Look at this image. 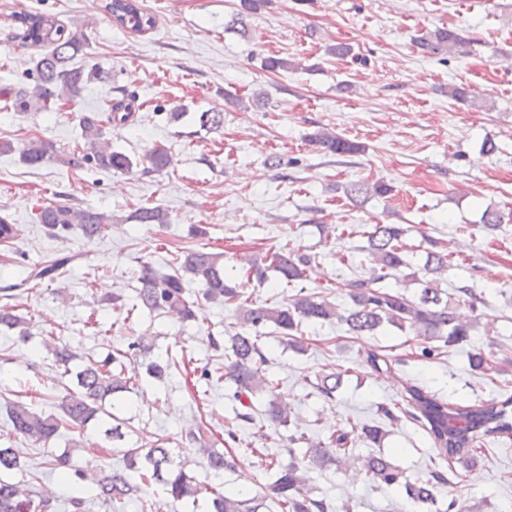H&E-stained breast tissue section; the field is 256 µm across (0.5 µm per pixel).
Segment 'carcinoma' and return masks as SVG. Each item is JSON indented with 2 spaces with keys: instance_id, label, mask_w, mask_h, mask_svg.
<instances>
[{
  "instance_id": "1",
  "label": "carcinoma",
  "mask_w": 512,
  "mask_h": 512,
  "mask_svg": "<svg viewBox=\"0 0 512 512\" xmlns=\"http://www.w3.org/2000/svg\"><path fill=\"white\" fill-rule=\"evenodd\" d=\"M267 0H240L235 21L245 25V19L257 12ZM109 9L120 26L136 33L152 28L154 17L138 0H111ZM21 24L17 34L24 43L40 48L35 64L36 83L31 90L5 91V101L11 103L16 112L51 111V106L61 100L71 101L85 85L97 78L96 69L85 70L71 64L73 58L85 46L86 38L79 29L66 30L57 20L33 12L11 14ZM464 39L457 30L440 28L423 38V46L434 54L448 53L463 44ZM132 115L131 104L125 98H116L108 105V113L83 112L79 115L84 145L69 155H61L54 145L42 139H30L22 147L15 148L9 141H0V152L18 151L23 163L38 167L55 161L72 167L90 165L104 171H127L133 161L126 154L114 151L105 139L106 127L124 126ZM312 142L329 153L354 155L363 151L357 142L329 131H319ZM149 170L160 171L170 164V155L163 148H155L146 155ZM393 187L383 181L372 184L356 182L346 187V194L355 202L377 196L387 197ZM139 224H168L170 215L160 206H143L132 215ZM39 223L53 237L63 239L78 228L89 241L102 237L112 227V216L57 203L44 207L37 215ZM408 228L400 224H373L366 232L367 246L364 251L370 258L368 278L357 279L348 284L349 308L340 314L336 305L320 293L300 289L288 302L280 305L255 304L245 298L241 284L224 270V254L200 247L186 252L176 267H158L151 262H140L137 279L141 284L137 300L141 307L151 312L174 313L184 321L196 317L193 303L185 297V279L198 282L203 296L209 301L239 303V319L245 331L235 334L224 353V371L212 373L202 370L200 378L207 384L225 382L233 388L231 398L241 405L236 418L243 422L255 421L254 403L263 399L261 415L278 426L291 424L288 404L277 393L278 384L266 375L269 359L260 344V337L248 329L274 325L279 343L297 351H305L304 344L296 336L304 324L317 326L335 320L345 323L355 336L372 333L384 325L400 330L408 328L423 337L420 357L431 359L438 351L435 342L441 341L451 347L470 336L472 325L455 312L448 300V291L441 288L439 275L448 268V254L426 252L424 263L412 265L403 252L402 239ZM316 259V255L298 254L282 248L268 254L263 261L247 263V280L262 282L267 272L277 273L280 280L290 284L303 279L305 267ZM75 260L72 254L61 255L27 271L24 279L2 289L7 303L0 305V331H15L25 339L29 336L26 319L18 313L16 305L9 303L12 292L33 290L42 282H54L68 265ZM402 277L420 286L418 298L413 299L401 292L383 291L374 285L387 279ZM50 349L55 363L69 368L77 356L57 341H44ZM154 344L142 333L129 339L126 348L116 349L99 359L90 358L80 364L75 372V389L69 391L61 401L62 414L44 415L29 405L15 402L8 417L15 437L27 438L44 448L58 436L60 429L71 427L82 429L90 423L98 425L107 441L122 440L123 420L108 408L123 397V393L143 388L144 378L162 380L176 366L173 359L154 355ZM344 383V373L325 374L313 384L317 398L332 400ZM404 406L393 411L379 406L380 414L389 422L401 417L420 424L432 439L438 458L463 460L475 464L480 452L490 438L512 436V400H490L469 406L455 404L424 386L406 387ZM349 433L333 434L324 441L309 444L303 461L291 460L282 463L274 457L268 459V467L275 469V479L261 491L248 497L241 494L213 492L205 512H261L265 502L277 503L282 512H329L323 499L310 495L307 489V472L322 469L336 461V451L348 444ZM192 440L200 444L198 452L205 460L209 473L218 478L226 471L237 467L239 455L226 450L219 452L202 444L197 436ZM125 469L103 474L91 481L93 497L108 512H123L124 504L133 498L144 500L153 486L175 501L183 499L198 501L210 492L209 483L202 482L186 471V464L175 463L170 449L159 443L151 448H122ZM50 469L60 472L76 496L71 505L76 512H84L83 492L88 476L72 470L71 453L64 451L48 459ZM364 469L369 479L377 484L394 485L404 483L405 494L412 512L436 503L438 489L457 477L454 468L433 470L424 480H404L400 472L382 454H371L364 459ZM24 470V463L16 448L0 447V512H56V500L44 497L32 490L27 481L14 480L13 475Z\"/></svg>"
}]
</instances>
